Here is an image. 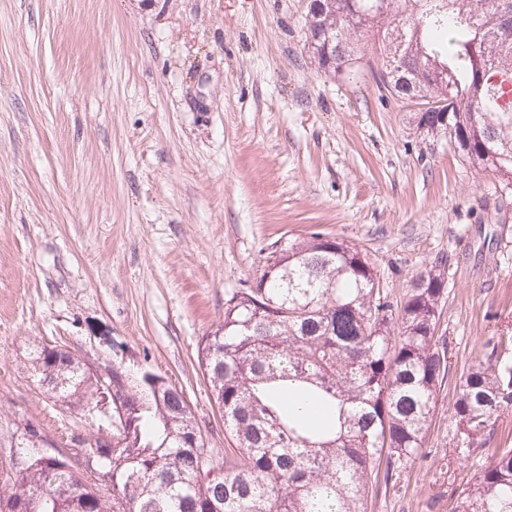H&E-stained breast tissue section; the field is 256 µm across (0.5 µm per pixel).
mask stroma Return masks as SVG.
I'll list each match as a JSON object with an SVG mask.
<instances>
[{
  "instance_id": "obj_1",
  "label": "stroma",
  "mask_w": 512,
  "mask_h": 512,
  "mask_svg": "<svg viewBox=\"0 0 512 512\" xmlns=\"http://www.w3.org/2000/svg\"><path fill=\"white\" fill-rule=\"evenodd\" d=\"M310 0H0V422L95 432L28 378L60 343L182 389L233 447L198 364L224 300L274 246L357 244L392 299L447 259L455 367L512 317V190L417 136L368 68L321 72ZM441 388L425 454L368 512H449L481 460H454Z\"/></svg>"
}]
</instances>
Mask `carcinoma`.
<instances>
[{
    "instance_id": "obj_1",
    "label": "carcinoma",
    "mask_w": 512,
    "mask_h": 512,
    "mask_svg": "<svg viewBox=\"0 0 512 512\" xmlns=\"http://www.w3.org/2000/svg\"><path fill=\"white\" fill-rule=\"evenodd\" d=\"M375 0H321L307 15L319 68L347 76L385 68L392 96L434 100L414 113L423 140L444 141L462 160L512 186V0H382L372 58L355 52ZM402 30V49L391 35ZM443 262L390 300L374 262L354 243L323 232L271 252L254 285L224 300V318L198 363L235 441L208 447L183 391L141 372L117 396L132 414L122 440L89 439L112 471L109 497L87 489L73 465L34 455L0 468V504L20 512H367L378 480L389 483L425 447L442 385L455 376L449 413L458 459L487 451L450 512H512V446L495 438L512 409V320L478 339L479 355L453 372L439 334L447 294ZM29 379L48 399L86 415L104 401L81 359L33 345Z\"/></svg>"
}]
</instances>
